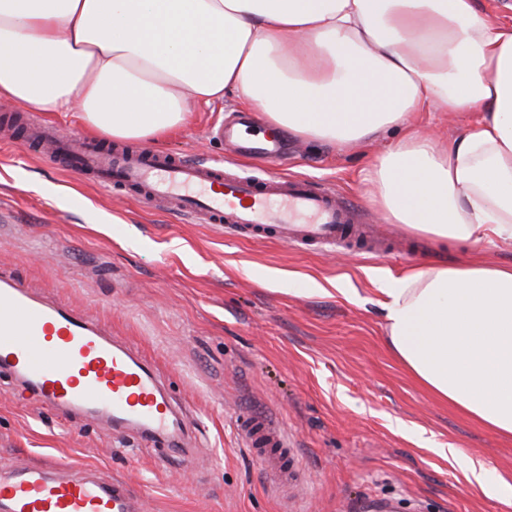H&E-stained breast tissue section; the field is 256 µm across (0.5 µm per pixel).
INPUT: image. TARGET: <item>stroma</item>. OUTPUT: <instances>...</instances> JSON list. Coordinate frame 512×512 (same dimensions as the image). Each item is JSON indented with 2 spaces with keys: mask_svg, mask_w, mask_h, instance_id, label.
<instances>
[{
  "mask_svg": "<svg viewBox=\"0 0 512 512\" xmlns=\"http://www.w3.org/2000/svg\"><path fill=\"white\" fill-rule=\"evenodd\" d=\"M238 111L231 96L196 108L154 150L338 191L389 249L230 238L131 192L101 190L22 148L25 115L70 133L80 129L71 113H33L0 99V127L13 132L0 138V266L133 343L192 423L194 445L189 464L178 448L158 455L140 437L43 408L0 377V462L53 457L97 468L127 481L142 512H374L378 503L392 512H512L496 493L512 485V439L438 401L395 359L376 284L435 257L512 264V242H431L366 200L361 173L401 130L343 149L285 135L270 164L216 137ZM336 280L344 293L327 290ZM255 412L287 432L296 487L270 485L247 448L239 424ZM450 446L452 459L441 454ZM478 460L487 468L481 488L465 478Z\"/></svg>",
  "mask_w": 512,
  "mask_h": 512,
  "instance_id": "obj_1",
  "label": "stroma"
}]
</instances>
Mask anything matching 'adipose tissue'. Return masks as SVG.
<instances>
[{
    "instance_id": "ef3b65f1",
    "label": "adipose tissue",
    "mask_w": 512,
    "mask_h": 512,
    "mask_svg": "<svg viewBox=\"0 0 512 512\" xmlns=\"http://www.w3.org/2000/svg\"><path fill=\"white\" fill-rule=\"evenodd\" d=\"M233 95L304 142L404 134L364 174L394 224L512 240V23L477 0H0V98L158 140ZM418 112H471L456 138ZM388 345L437 399L512 437V266L379 280Z\"/></svg>"
}]
</instances>
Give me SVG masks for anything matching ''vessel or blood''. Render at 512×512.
<instances>
[{"label":"vessel or blood","instance_id":"vessel-or-blood-1","mask_svg":"<svg viewBox=\"0 0 512 512\" xmlns=\"http://www.w3.org/2000/svg\"><path fill=\"white\" fill-rule=\"evenodd\" d=\"M226 140L275 155V140L241 129ZM32 146L46 159L89 176L105 189L134 192L148 204H170L182 215L218 224L232 235L270 239L289 247L333 246L361 223L335 191L305 178L261 180L228 172L220 161L163 157L141 148L113 149L73 135L34 131ZM0 373L42 406L104 420L115 432L137 429L148 440L185 446L190 422L180 415L155 370L130 344L111 337L104 323L56 301L35 297L12 271L0 268ZM260 462L287 476L280 426L251 415L240 424ZM0 512H140L126 483L94 469L52 461L26 468L0 466Z\"/></svg>","mask_w":512,"mask_h":512}]
</instances>
